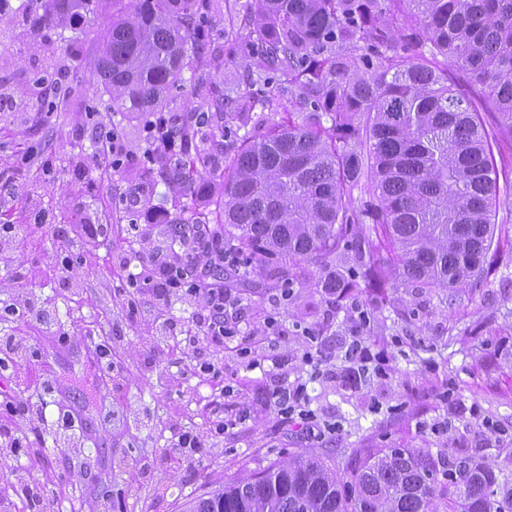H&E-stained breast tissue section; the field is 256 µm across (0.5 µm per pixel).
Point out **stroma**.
Instances as JSON below:
<instances>
[{
  "label": "stroma",
  "mask_w": 512,
  "mask_h": 512,
  "mask_svg": "<svg viewBox=\"0 0 512 512\" xmlns=\"http://www.w3.org/2000/svg\"><path fill=\"white\" fill-rule=\"evenodd\" d=\"M76 35L51 23L34 36L0 13V225L26 228L0 237V337L22 346L0 373V512H187L196 496L297 454L342 475L361 448H457L491 463L512 451L511 210L498 213L477 287L450 295L394 281L341 299L325 282L348 260L301 261L281 304V280L255 263L246 286L230 288L236 335L202 340L200 298L148 284L185 256L167 216L174 190L144 161V117L102 111L89 47L66 46ZM114 124L132 154L118 168L96 145ZM357 305L374 322L361 325ZM359 337L387 365L354 388L347 349ZM296 384L335 434L317 442L282 419L272 394ZM66 413L80 440L59 431ZM185 432L204 435L202 458L173 449Z\"/></svg>",
  "instance_id": "35a3bbf8"
}]
</instances>
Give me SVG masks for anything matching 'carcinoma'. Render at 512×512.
Here are the masks:
<instances>
[{
	"label": "carcinoma",
	"instance_id": "obj_1",
	"mask_svg": "<svg viewBox=\"0 0 512 512\" xmlns=\"http://www.w3.org/2000/svg\"><path fill=\"white\" fill-rule=\"evenodd\" d=\"M218 0H22L30 33L87 23L80 40L107 112L159 117L174 148L166 183L199 194L197 166L222 179L224 236L245 260L326 266L354 256L330 283L338 296L386 285V268L421 288L477 283L500 207L492 145L512 161V0H224L239 26L217 44ZM242 83L207 85L217 60ZM458 79L448 82V62ZM204 91L180 116L169 97ZM298 121L259 134L283 96ZM383 244L390 263L375 262ZM190 512H512V454L491 466L450 448H367L343 482L298 455L202 494Z\"/></svg>",
	"mask_w": 512,
	"mask_h": 512
}]
</instances>
